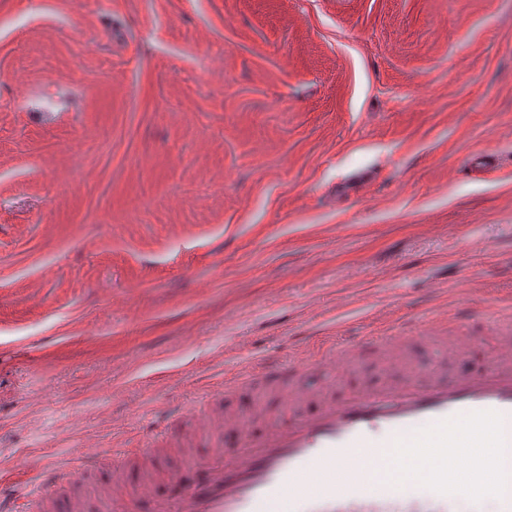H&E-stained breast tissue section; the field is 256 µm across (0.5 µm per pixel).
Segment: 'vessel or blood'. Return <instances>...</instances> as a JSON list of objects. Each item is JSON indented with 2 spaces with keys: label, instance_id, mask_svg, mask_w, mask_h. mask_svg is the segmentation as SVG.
<instances>
[{
  "label": "vessel or blood",
  "instance_id": "b4317fda",
  "mask_svg": "<svg viewBox=\"0 0 512 512\" xmlns=\"http://www.w3.org/2000/svg\"><path fill=\"white\" fill-rule=\"evenodd\" d=\"M404 347V337L375 329L351 338L352 359L397 349L393 377L373 384L343 370L315 393L300 381L334 360L335 341L248 362L211 394L255 391L248 407L209 418L206 439L196 410L182 408L175 424L114 455L104 499L111 512H475L453 492L472 484L496 488L490 512H512V476L492 454L512 447V327L486 350L436 337L423 371L410 368ZM452 358L459 366L449 375ZM179 448L191 463L173 472L167 458ZM399 448L430 449L416 466L437 495L400 489ZM103 464L85 456L41 470L22 500L18 474L1 473L0 512H93L83 479Z\"/></svg>",
  "mask_w": 512,
  "mask_h": 512
}]
</instances>
